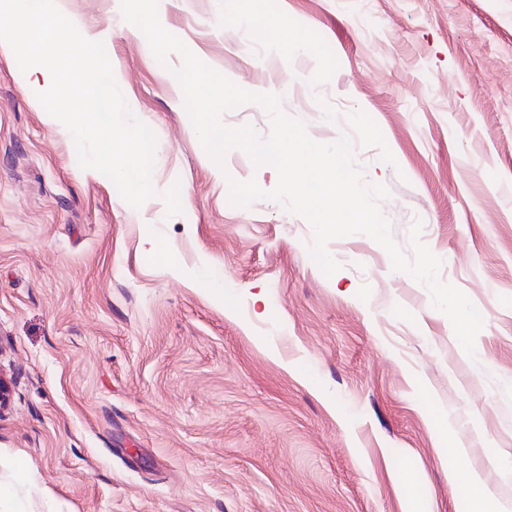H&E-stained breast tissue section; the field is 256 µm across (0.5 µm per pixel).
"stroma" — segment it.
I'll return each mask as SVG.
<instances>
[{"label": "stroma", "instance_id": "stroma-1", "mask_svg": "<svg viewBox=\"0 0 512 512\" xmlns=\"http://www.w3.org/2000/svg\"><path fill=\"white\" fill-rule=\"evenodd\" d=\"M110 36L119 88L156 136L155 194L129 205L0 50V458L22 456L58 512H463L450 470L512 500V0H267L304 40L243 19L248 0H166L162 26L308 135L346 114L392 235L484 312L474 355L427 288L372 238L312 261L280 204L229 200L276 169L217 166L172 74L121 0H59ZM166 257H159L155 246ZM446 431H439L440 421ZM464 455H457L458 446Z\"/></svg>", "mask_w": 512, "mask_h": 512}]
</instances>
